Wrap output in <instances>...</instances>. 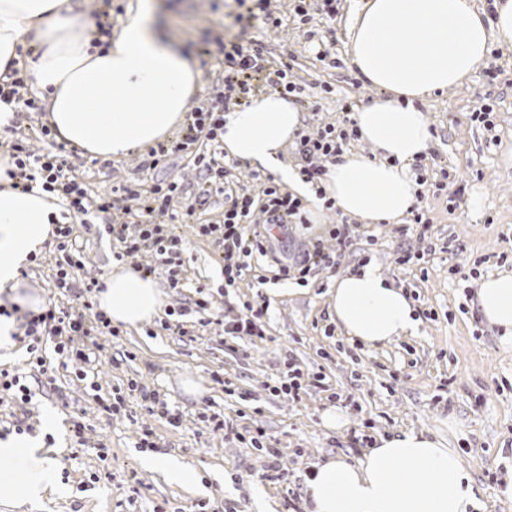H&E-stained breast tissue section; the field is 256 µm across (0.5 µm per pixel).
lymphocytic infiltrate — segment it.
<instances>
[{"label":"lymphocytic infiltrate","mask_w":512,"mask_h":512,"mask_svg":"<svg viewBox=\"0 0 512 512\" xmlns=\"http://www.w3.org/2000/svg\"><path fill=\"white\" fill-rule=\"evenodd\" d=\"M267 59L261 49H247L232 44L224 52V89L215 97L202 100L194 107L188 120L183 141L174 147L159 146L152 150L153 166H164L172 152L190 149L196 143L207 142L205 151L195 153L194 163L198 171V189L184 194L177 182L157 184L150 188L139 185L123 186L116 197H92L82 187L73 172L70 155L64 145L52 146L45 152L32 151L31 139H47L48 126L22 128L8 126L5 136L0 137V147L8 149L15 168L9 176L15 188L30 191L33 184H40L46 192L65 201L67 209L81 216L109 218L107 229L118 243L116 259L150 253L168 271L170 287L180 285V271L188 241L173 232L176 224H192L197 205L209 197L214 183L224 185V198L229 205L224 210V220L216 224H192L195 236L211 238L224 254V282L235 287L241 279L248 260L254 256H266L269 242L249 232L255 219H263L270 228L287 229L291 224L306 223V207L301 198L277 185L272 177L252 173L251 178L259 190L251 192L229 178L222 145L224 114L240 105L243 98L254 89V80H262L264 87L303 97L305 89L292 79V67L283 63L274 73L266 71ZM354 106L342 104L341 114L333 122L317 126L316 130L302 131L297 150L300 158L299 173L304 182L318 184L326 173V166L336 163L339 156L359 137L352 117ZM359 233L358 225L341 222L334 225L327 238L317 240L311 250L294 260L279 264V277L302 284L319 268L333 266L341 252ZM55 250L59 255L51 287L76 291L83 300L81 309L74 310L48 302L44 310L31 315L26 323L28 339L26 351L28 363L36 374L33 385L21 383L19 375L0 370V405L23 409L31 401L34 392L47 391L54 378V362L42 350L44 338H51L57 355L68 360L89 362L90 357L81 349L84 341H92L105 335H116L110 320L101 312L94 311L91 293L98 287L97 279L81 280L84 270V250L72 236L70 225L55 227ZM268 309L266 299L258 303H244L237 310L217 312L215 322L222 326L225 337H264L262 318Z\"/></svg>","instance_id":"lymphocytic-infiltrate-1"}]
</instances>
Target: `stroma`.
<instances>
[{
  "mask_svg": "<svg viewBox=\"0 0 512 512\" xmlns=\"http://www.w3.org/2000/svg\"><path fill=\"white\" fill-rule=\"evenodd\" d=\"M335 20H322L318 36L306 39L286 0H279L283 19L270 30L258 21L239 20L237 0H162L157 20L180 44L199 70L197 100L209 97L224 73V56L216 42L261 48L272 60H291L296 83L309 94L300 105L303 115L319 112L335 118L342 101L362 105L377 95L348 66L345 0ZM90 25H119L137 0H72ZM328 44L338 67L317 58ZM332 92L322 95L321 85ZM495 105L496 131L487 133L472 115L479 100ZM420 108L437 136V162L447 169L446 190L428 194L424 204L432 224L428 234L436 251L423 250L416 236L402 237L393 224L365 226L338 265L317 269L307 286L277 279L276 260L300 256L313 241L308 225L292 224L284 231L254 225V232L272 234V255L255 257L243 280L224 286L221 253L208 238L196 237L191 226L180 233L189 238L181 271V287L168 286L167 270L157 267L154 278L167 297L169 310H185L191 336L164 330L155 319L140 330L103 336L89 348L87 369L93 381L76 377L79 363L58 366L52 391L36 395L26 406L25 420L34 433L51 431L49 456L59 464L65 492L26 512H288L290 493H302L314 463L330 458L361 457L352 447V430L376 437L406 429L443 436L461 458L478 489L473 512H512V501L497 490L512 478V344L479 315L478 284L486 277L512 271V67L498 79L477 69L462 84L428 96ZM148 152L103 161L73 149L72 162L89 193L106 197L126 184L152 185L183 178L193 188L198 172L191 153L171 156L165 168L147 166ZM75 235L85 244L88 276L104 278L112 270V238L102 223L84 224L72 217ZM416 252L411 264L396 262L398 247ZM56 253L45 243L37 262L26 266L23 288L52 296L64 306L75 305L73 293L49 290ZM372 262L412 299L421 312L419 330L385 346L367 348L336 331L330 298L337 277ZM265 278L270 300L264 338L243 336L226 340L213 327H199L195 288L206 285L215 307H241L254 295L258 278ZM298 365L304 388L298 399L273 393L288 364ZM234 384V394L213 380V372ZM190 377L201 383V396L187 395L181 385ZM137 380L155 389L175 414L179 426L151 415L140 399L127 398L126 413L102 412L100 399ZM340 394L329 401V392ZM338 408L346 431L323 426L322 416ZM219 415L223 428L211 417ZM82 416L88 426L87 448L71 445V418ZM151 429L156 451L192 465L200 484L187 488L161 472L145 470L137 443L142 429ZM263 434V445L251 447L250 437ZM106 445L99 460L95 448ZM110 470L111 481L87 486L92 471Z\"/></svg>",
  "mask_w": 512,
  "mask_h": 512,
  "instance_id": "stroma-1",
  "label": "stroma"
}]
</instances>
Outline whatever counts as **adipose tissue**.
<instances>
[{"label":"adipose tissue","mask_w":512,"mask_h":512,"mask_svg":"<svg viewBox=\"0 0 512 512\" xmlns=\"http://www.w3.org/2000/svg\"><path fill=\"white\" fill-rule=\"evenodd\" d=\"M495 13L470 0H358L348 25V61L377 89L353 118L372 156L347 153L329 166L326 195L344 215L366 224H399L416 202L410 166L430 148L429 122L416 103L461 84L484 62L491 37L512 42V0H496ZM155 0H138L103 40L74 13L70 0H0V75L17 68L47 97L57 137L106 160L162 142L185 120L198 91L191 61L154 24ZM302 127L295 100L272 92L230 110L224 121L228 156L273 173L308 201L307 219L321 222L311 185L285 159ZM10 163L0 158V294L20 306L39 305L19 292L17 277L30 253L50 239L60 208L34 186L12 188ZM478 309L512 340V274L486 279ZM113 325L140 328L162 310L154 278L117 262L96 294ZM330 310L339 330L367 347L415 335L411 300L369 264L338 277ZM58 488L56 469L30 437L0 441V503L34 504ZM473 481L458 454L436 434L408 429L378 437L357 462L331 459L305 479L306 512H467Z\"/></svg>","instance_id":"obj_1"}]
</instances>
